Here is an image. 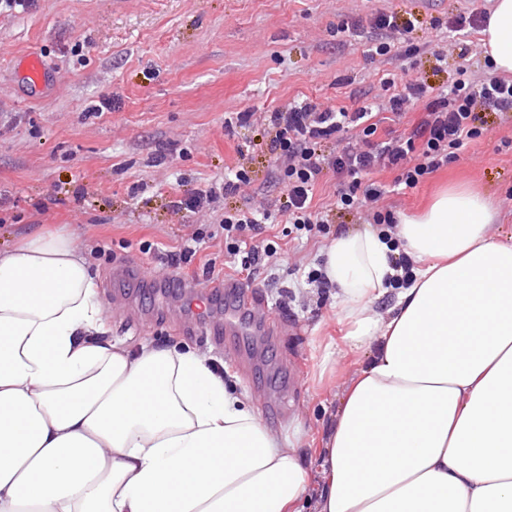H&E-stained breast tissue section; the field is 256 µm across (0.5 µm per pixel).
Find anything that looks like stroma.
Segmentation results:
<instances>
[{
    "label": "stroma",
    "instance_id": "stroma-1",
    "mask_svg": "<svg viewBox=\"0 0 512 512\" xmlns=\"http://www.w3.org/2000/svg\"><path fill=\"white\" fill-rule=\"evenodd\" d=\"M488 8V0H33L24 12L2 13L0 245L30 224L91 234L113 340L134 346L149 337L205 353L236 376L267 427L305 463H317L344 384L365 359L347 347L329 289L307 279L331 237L367 224L365 211L336 208L335 174L325 173L312 198L328 216V234L292 240L277 223L261 234L276 248L254 281L272 328L250 325L241 346L217 344L227 305L216 301L194 321L190 289L157 280L169 272L238 278L219 228L225 209L275 210L285 199L265 131L271 112L305 100L350 111L383 104L388 78L445 89L464 58L470 78L483 80L491 71L479 30L453 37L449 28L459 15ZM391 12L414 18L419 51L369 57L375 39H398L372 26ZM343 23L350 32L337 34ZM31 53L46 64L45 86L18 73ZM241 112L250 113L248 123L237 124ZM237 166L251 177L239 194L176 210ZM396 176L370 175L395 213L421 212L439 189L466 182L498 207L495 234H512V111L416 188L397 186ZM198 234L196 253L183 254Z\"/></svg>",
    "mask_w": 512,
    "mask_h": 512
}]
</instances>
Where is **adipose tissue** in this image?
Listing matches in <instances>:
<instances>
[{
	"instance_id": "obj_1",
	"label": "adipose tissue",
	"mask_w": 512,
	"mask_h": 512,
	"mask_svg": "<svg viewBox=\"0 0 512 512\" xmlns=\"http://www.w3.org/2000/svg\"><path fill=\"white\" fill-rule=\"evenodd\" d=\"M480 42L512 75V0H491ZM498 218L455 185L394 229L324 247L344 339L367 359L315 473L204 354L110 339L91 237L35 229L0 247V512H512ZM402 253L412 277L395 287Z\"/></svg>"
}]
</instances>
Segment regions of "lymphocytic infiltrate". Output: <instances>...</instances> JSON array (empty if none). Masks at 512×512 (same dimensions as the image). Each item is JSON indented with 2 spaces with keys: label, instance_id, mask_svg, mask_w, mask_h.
<instances>
[{
  "label": "lymphocytic infiltrate",
  "instance_id": "1",
  "mask_svg": "<svg viewBox=\"0 0 512 512\" xmlns=\"http://www.w3.org/2000/svg\"><path fill=\"white\" fill-rule=\"evenodd\" d=\"M459 80L446 94L430 96L425 82H405L388 100L394 119H401L415 105L424 115L410 132L394 134L381 131L376 112L364 106L350 112L343 108H319L303 102L288 111H275L270 123L275 135L270 143L275 175L287 191L278 211L266 206H248L225 211L219 226L224 232L228 253L239 256L241 270L256 272L272 245L253 243L264 224L274 215L285 216L286 234L311 238L327 231L328 220L311 206L313 189L324 170H332L338 179V207L356 209L373 204L369 217L376 224L393 226L392 210L379 207L384 191L376 183H363L364 175L378 168L397 170V183L416 187L426 175L458 159L467 143L481 138L487 127L480 121L484 111L502 113L512 110V79L493 76L475 83L467 79V65H459ZM349 140H342V133ZM332 152H324V144Z\"/></svg>",
  "mask_w": 512,
  "mask_h": 512
}]
</instances>
